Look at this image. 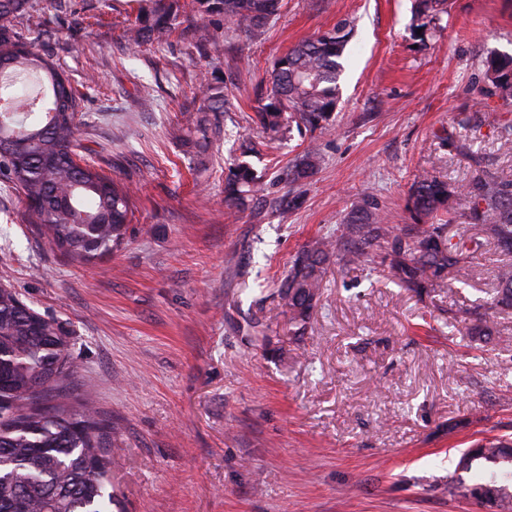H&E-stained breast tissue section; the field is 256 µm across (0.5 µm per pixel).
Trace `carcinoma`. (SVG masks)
Listing matches in <instances>:
<instances>
[{"label": "carcinoma", "mask_w": 512, "mask_h": 512, "mask_svg": "<svg viewBox=\"0 0 512 512\" xmlns=\"http://www.w3.org/2000/svg\"><path fill=\"white\" fill-rule=\"evenodd\" d=\"M207 13L246 25L259 35L279 0H199ZM445 0H416L417 25L440 19ZM27 13V0H0V78L44 73L48 111L38 98L27 100L26 112H1L0 134L15 136L19 146L0 153V173L22 191L28 211L42 224L48 243L72 260L83 262L112 251L125 238L133 215L127 188L94 166L79 152L76 137L83 98L68 79L41 54L23 51L17 25ZM347 22L302 40L274 68L266 102L256 113L265 131L282 134L291 124L311 131L329 125L339 98L340 60L348 42ZM488 91L512 103V55L488 62ZM206 109L224 111V95L206 90ZM319 154L308 148L290 172L295 179L311 174ZM259 179L239 163L228 182V200L239 202L244 191L259 192ZM464 198L469 217L481 236L504 254H512V183L490 169L460 192L435 177L413 183L409 208L430 224L396 229L372 210L370 196L355 205L351 223L336 240L321 239L302 249L278 286L288 308L294 335L306 329L310 309L320 295L323 265L330 258L345 266L364 261L365 247L376 244L382 263L402 288L422 293L444 280L465 282L470 275L469 250L451 241L448 225L455 211L451 199ZM492 304L512 309V264L500 267ZM475 345L501 338L491 320L475 314L465 326ZM68 341L55 321L20 308L11 288H0V512H112L111 462L103 449L106 426L91 413L88 400H71L60 384L73 372ZM482 460L486 471L473 483L448 476V494L462 496L472 488H492L512 501V438L477 441L460 460L470 469Z\"/></svg>", "instance_id": "carcinoma-1"}]
</instances>
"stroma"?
I'll return each instance as SVG.
<instances>
[{
  "mask_svg": "<svg viewBox=\"0 0 512 512\" xmlns=\"http://www.w3.org/2000/svg\"><path fill=\"white\" fill-rule=\"evenodd\" d=\"M424 41L412 0H282L257 37L197 0H29L27 42L86 87L80 144L126 185L121 246L88 262L51 248L0 174V284L53 319L76 364L64 383L108 428L112 512H483L449 495L466 448L512 436V338L470 348L504 257L472 252L467 284L396 286L378 246L328 260L304 336L277 293L295 255L335 236L363 195L413 223L427 174L464 189L474 155L512 180V105L487 63L512 55V0H447ZM354 25L329 129L255 122L277 58ZM150 29L146 42L131 28ZM224 90L203 112V85ZM218 124L202 141L186 126ZM320 163L287 177L309 143ZM264 183L229 204L228 169Z\"/></svg>",
  "mask_w": 512,
  "mask_h": 512,
  "instance_id": "stroma-1",
  "label": "stroma"
}]
</instances>
